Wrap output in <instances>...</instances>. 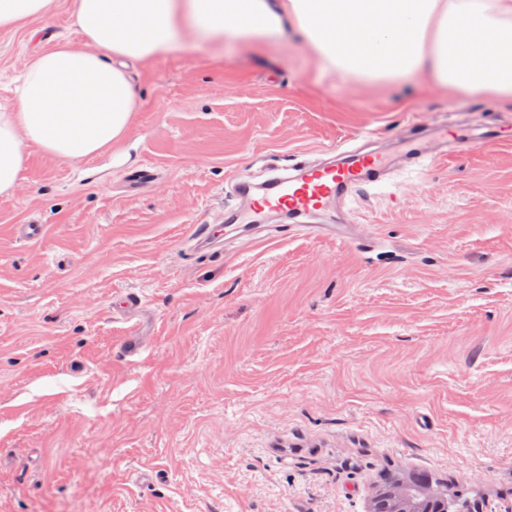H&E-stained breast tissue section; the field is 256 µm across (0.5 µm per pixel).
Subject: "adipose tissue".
Instances as JSON below:
<instances>
[{
  "label": "adipose tissue",
  "instance_id": "adipose-tissue-1",
  "mask_svg": "<svg viewBox=\"0 0 512 512\" xmlns=\"http://www.w3.org/2000/svg\"><path fill=\"white\" fill-rule=\"evenodd\" d=\"M87 50L67 43L20 71L0 112V195L28 144L80 162L121 142L137 109L130 67L197 41L273 47L300 33L319 76L390 84L419 74L512 102V0H74Z\"/></svg>",
  "mask_w": 512,
  "mask_h": 512
}]
</instances>
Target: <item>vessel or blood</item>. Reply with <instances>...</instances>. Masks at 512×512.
I'll return each instance as SVG.
<instances>
[{"instance_id": "1", "label": "vessel or blood", "mask_w": 512, "mask_h": 512, "mask_svg": "<svg viewBox=\"0 0 512 512\" xmlns=\"http://www.w3.org/2000/svg\"><path fill=\"white\" fill-rule=\"evenodd\" d=\"M451 141L460 145L465 142L457 125L444 124L432 133L416 129L400 143L393 157L353 149L260 184L237 180L232 193L241 204L226 211L225 224H258L265 214L275 213L292 219L296 231L316 237L349 239L357 233V225L344 221L317 224L314 216L332 207L343 209L347 201L363 191L385 187L395 168L418 169L447 160L446 146ZM225 224L199 225L192 239L200 245L209 244L223 237Z\"/></svg>"}]
</instances>
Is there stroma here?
<instances>
[{
  "label": "stroma",
  "mask_w": 512,
  "mask_h": 512,
  "mask_svg": "<svg viewBox=\"0 0 512 512\" xmlns=\"http://www.w3.org/2000/svg\"><path fill=\"white\" fill-rule=\"evenodd\" d=\"M73 0L0 30V109L27 58L86 43ZM125 138L79 163L38 146L0 196V512H368L384 471L512 506V104L426 76L317 78L303 39L132 70ZM474 138L346 207L363 241L225 234L233 177L411 126ZM14 224H42L37 241ZM133 293L132 318L112 301ZM137 337L133 357L121 349Z\"/></svg>",
  "instance_id": "obj_1"
}]
</instances>
